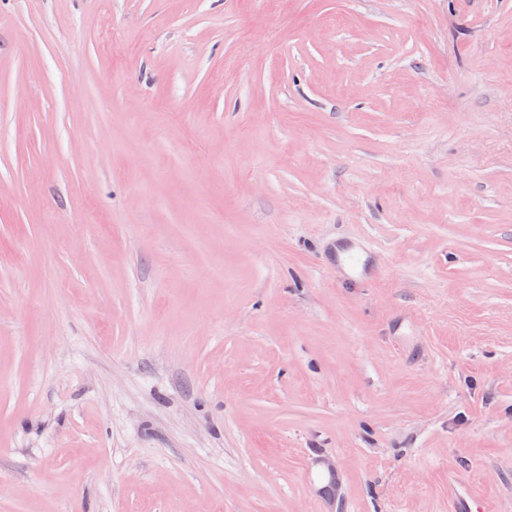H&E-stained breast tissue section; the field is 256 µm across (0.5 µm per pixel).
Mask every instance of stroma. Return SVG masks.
I'll return each mask as SVG.
<instances>
[{
    "instance_id": "stroma-1",
    "label": "stroma",
    "mask_w": 512,
    "mask_h": 512,
    "mask_svg": "<svg viewBox=\"0 0 512 512\" xmlns=\"http://www.w3.org/2000/svg\"><path fill=\"white\" fill-rule=\"evenodd\" d=\"M461 483L512 512V0H0V512Z\"/></svg>"
}]
</instances>
